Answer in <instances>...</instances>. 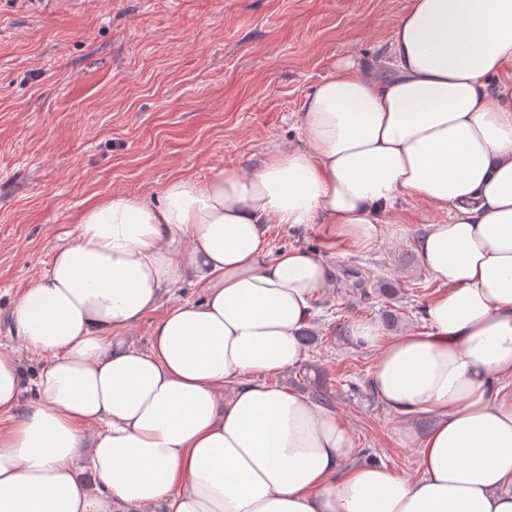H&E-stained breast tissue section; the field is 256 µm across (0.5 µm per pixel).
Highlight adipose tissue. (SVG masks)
<instances>
[{
  "mask_svg": "<svg viewBox=\"0 0 512 512\" xmlns=\"http://www.w3.org/2000/svg\"><path fill=\"white\" fill-rule=\"evenodd\" d=\"M301 145L249 167L112 192L10 310L45 356L30 407L0 351V512H512V0H411L382 56L341 59L296 114ZM430 212L416 250L440 287L427 328L375 347L369 384L432 417L413 478L357 462L325 405L272 382L336 278L269 227L319 224L370 250L403 200ZM147 350L118 339L165 293Z\"/></svg>",
  "mask_w": 512,
  "mask_h": 512,
  "instance_id": "1",
  "label": "adipose tissue"
}]
</instances>
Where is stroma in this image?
<instances>
[{
    "mask_svg": "<svg viewBox=\"0 0 512 512\" xmlns=\"http://www.w3.org/2000/svg\"><path fill=\"white\" fill-rule=\"evenodd\" d=\"M411 0H0V351L28 377L43 357L21 349L8 310L73 242L93 197L155 194L178 176L253 164L297 143L293 118L339 59L373 58ZM367 252L327 248L317 225L270 227L275 250L326 251L336 281L318 296V342L277 381L307 391L315 371L358 455L414 475L405 423L368 388L372 348L356 322L385 337L424 329L438 285L415 249L423 204L404 200Z\"/></svg>",
    "mask_w": 512,
    "mask_h": 512,
    "instance_id": "1",
    "label": "stroma"
}]
</instances>
